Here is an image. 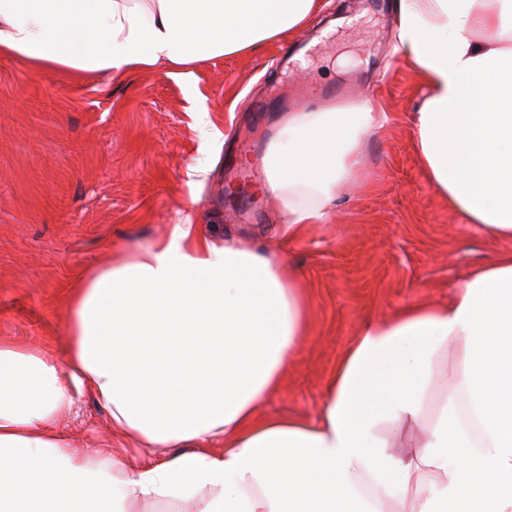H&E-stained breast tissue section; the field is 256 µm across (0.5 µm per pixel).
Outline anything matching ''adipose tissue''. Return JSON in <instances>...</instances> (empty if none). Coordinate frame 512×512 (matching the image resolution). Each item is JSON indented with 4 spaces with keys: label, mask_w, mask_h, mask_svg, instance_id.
<instances>
[{
    "label": "adipose tissue",
    "mask_w": 512,
    "mask_h": 512,
    "mask_svg": "<svg viewBox=\"0 0 512 512\" xmlns=\"http://www.w3.org/2000/svg\"><path fill=\"white\" fill-rule=\"evenodd\" d=\"M321 0H0V52L104 77L238 55L309 25ZM396 51L426 90L413 115L429 184L512 239V0H396ZM388 112H293L264 158L285 245L328 223ZM63 355L0 344V512H512V254L368 322L317 419H261L308 304L285 251L202 236L192 215L70 288ZM92 395L143 449L133 469L58 426Z\"/></svg>",
    "instance_id": "obj_1"
}]
</instances>
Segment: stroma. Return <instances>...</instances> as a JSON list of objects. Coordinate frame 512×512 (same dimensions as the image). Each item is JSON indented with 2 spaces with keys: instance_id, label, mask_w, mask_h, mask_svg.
Instances as JSON below:
<instances>
[{
  "instance_id": "obj_1",
  "label": "stroma",
  "mask_w": 512,
  "mask_h": 512,
  "mask_svg": "<svg viewBox=\"0 0 512 512\" xmlns=\"http://www.w3.org/2000/svg\"><path fill=\"white\" fill-rule=\"evenodd\" d=\"M393 2L329 0L290 39L198 63L188 86L154 71L36 75L0 55V342L56 347L74 278L106 259L126 262L125 243L151 246L187 212L205 237L277 251L286 215L261 189L263 159L291 112L370 100L390 123L365 142V174L340 189L329 223L307 226L289 255L309 328L260 415L316 419L367 321L415 301L449 302L472 272L511 253V239L465 223L423 176L412 116L425 91L395 50ZM336 18L341 26L322 37ZM201 112L223 133L205 172L195 169ZM60 425L79 448L112 439L88 396Z\"/></svg>"
}]
</instances>
